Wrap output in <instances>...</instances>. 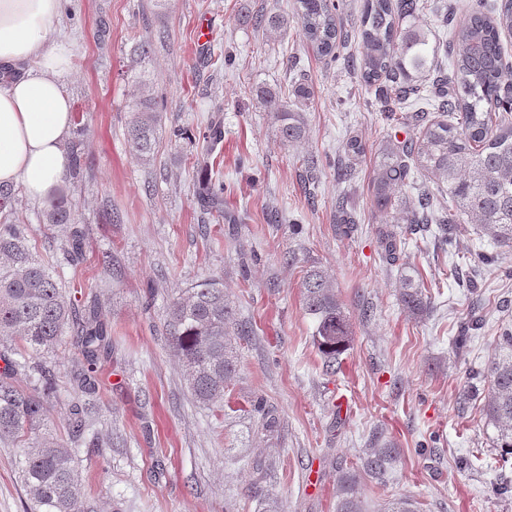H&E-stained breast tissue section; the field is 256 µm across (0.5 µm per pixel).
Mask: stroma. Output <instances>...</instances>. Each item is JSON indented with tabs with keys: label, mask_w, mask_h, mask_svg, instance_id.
Segmentation results:
<instances>
[{
	"label": "stroma",
	"mask_w": 512,
	"mask_h": 512,
	"mask_svg": "<svg viewBox=\"0 0 512 512\" xmlns=\"http://www.w3.org/2000/svg\"><path fill=\"white\" fill-rule=\"evenodd\" d=\"M72 2L68 88L82 122L68 143L85 167L62 191L87 228L82 267L53 251L68 226L44 223L23 187L13 191L37 253L64 281L81 282V304H98L112 337L92 411L99 444L79 453L95 512H336L339 478L348 473L359 480L364 512L401 498L419 512H512L511 494L488 491L493 481L512 480V455L492 445L483 396L462 395L469 371L512 329V252L475 266L466 256L494 247L471 225L447 240L437 225L416 231L371 207L376 153L387 139L417 133L418 103L387 118L357 72L316 54L296 26L274 36L254 27L253 16L267 10L292 15L294 0H169L164 11L153 0ZM203 22L213 29L204 45ZM136 38L151 43L149 59L133 53ZM139 74L163 114L148 163L126 137ZM301 83L312 91L307 132L291 146L255 91L287 97ZM214 116L224 138L203 167L193 159L197 143L172 132L203 135ZM354 137L364 146L355 159L346 154ZM311 156L320 163L312 174ZM216 182L224 185L220 221L197 204L203 185ZM387 230L402 241L392 258L382 243ZM105 252L111 265L99 262ZM312 267L332 283L352 329L332 371L303 306L301 283ZM408 276L432 297L423 316L400 302ZM211 277L222 279L249 331L220 408L193 401L164 330L172 295ZM473 310L482 322L457 349ZM72 356H52L59 400L50 431L62 439ZM251 397L278 415L274 436L257 435ZM384 449V468L364 472L363 460ZM22 455V445L0 446V512H24Z\"/></svg>",
	"instance_id": "35a3bbf8"
}]
</instances>
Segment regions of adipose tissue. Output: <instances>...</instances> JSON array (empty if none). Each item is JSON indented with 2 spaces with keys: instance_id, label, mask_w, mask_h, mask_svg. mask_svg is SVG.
<instances>
[{
  "instance_id": "adipose-tissue-1",
  "label": "adipose tissue",
  "mask_w": 512,
  "mask_h": 512,
  "mask_svg": "<svg viewBox=\"0 0 512 512\" xmlns=\"http://www.w3.org/2000/svg\"><path fill=\"white\" fill-rule=\"evenodd\" d=\"M60 15L61 0H0V185H22L35 205L57 193L70 163L75 44Z\"/></svg>"
}]
</instances>
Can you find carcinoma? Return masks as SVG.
Wrapping results in <instances>:
<instances>
[{
    "mask_svg": "<svg viewBox=\"0 0 512 512\" xmlns=\"http://www.w3.org/2000/svg\"><path fill=\"white\" fill-rule=\"evenodd\" d=\"M295 18L305 40L317 53L335 54L341 29V4L336 0H296ZM425 8L423 0H366L361 44L350 54L367 90L393 113L415 97L442 118L422 125L402 140L389 139L378 149L373 169L372 205L379 212L392 208L404 192L417 190L403 211L406 224H471L476 233L501 248H512V65L506 61L502 34L512 32V0L497 4L477 0L456 22L452 69L443 75L439 46L431 31L412 24ZM256 28L278 32L288 19L273 12L255 15ZM437 74L429 89L420 78ZM309 87L303 85L287 102L270 89L257 97L270 112L283 142L294 145L306 134L304 117ZM162 113L151 94L140 92L130 106L127 139L144 161L153 159ZM224 138L221 122L210 121L205 154ZM448 196L445 206L438 196ZM12 189L0 186V442L25 441L20 467L27 495L26 512H93L85 500L78 471L79 444L90 426L88 411L99 392L98 365L109 357L112 340L99 308L78 307L77 291L34 252L28 228L13 222L8 209ZM200 207L224 215V184L206 188ZM48 224H70L62 244L73 268L86 260V229L75 223L65 196L58 194L43 211ZM303 304L315 321L318 349L327 364H335L349 344L350 324L330 281L318 269L306 272ZM404 308L424 314L431 297L406 279L401 292ZM166 338L179 356L188 389L203 406L224 403L225 389L235 372L236 340L246 330L236 319L220 279L209 278L170 299ZM75 350L69 382V441L47 430L57 402L55 368L38 356L52 353L64 340ZM28 377L30 387L16 386ZM485 383L487 425L494 429L493 447L512 455V330L499 337L487 367L472 375ZM338 512H362L355 483L340 478Z\"/></svg>",
    "mask_w": 512,
    "mask_h": 512,
    "instance_id": "cac0c4a2",
    "label": "carcinoma"
}]
</instances>
